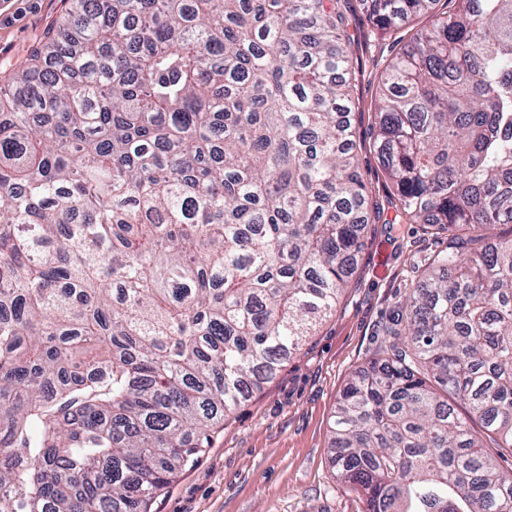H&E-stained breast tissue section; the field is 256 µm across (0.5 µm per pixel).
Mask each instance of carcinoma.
Returning <instances> with one entry per match:
<instances>
[{
  "mask_svg": "<svg viewBox=\"0 0 512 512\" xmlns=\"http://www.w3.org/2000/svg\"><path fill=\"white\" fill-rule=\"evenodd\" d=\"M436 2L371 0L432 14L374 148L385 223L448 246L333 466L366 512H512V0ZM349 48L339 0H72L0 87V512H151L336 309L370 223Z\"/></svg>",
  "mask_w": 512,
  "mask_h": 512,
  "instance_id": "1",
  "label": "carcinoma"
}]
</instances>
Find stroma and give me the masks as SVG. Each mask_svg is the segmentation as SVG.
<instances>
[{
  "mask_svg": "<svg viewBox=\"0 0 512 512\" xmlns=\"http://www.w3.org/2000/svg\"><path fill=\"white\" fill-rule=\"evenodd\" d=\"M68 6L69 0H0V81L46 42ZM341 9L351 36L360 172L370 204L386 217L368 224L357 271L335 312L212 433L205 455L170 485L154 512H365L362 490L339 480L331 465L336 406L352 373L384 349V327L448 236L426 224L390 223L394 192L373 148L380 76L429 21L388 31L375 26L368 0H343Z\"/></svg>",
  "mask_w": 512,
  "mask_h": 512,
  "instance_id": "stroma-1",
  "label": "stroma"
}]
</instances>
